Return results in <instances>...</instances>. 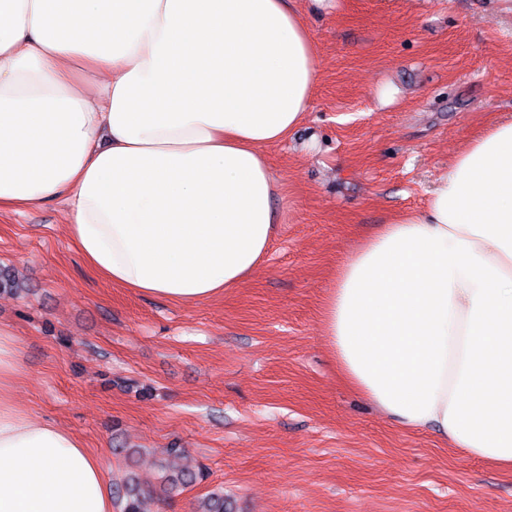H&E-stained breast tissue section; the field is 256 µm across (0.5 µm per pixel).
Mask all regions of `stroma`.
I'll use <instances>...</instances> for the list:
<instances>
[{
    "instance_id": "1",
    "label": "stroma",
    "mask_w": 512,
    "mask_h": 512,
    "mask_svg": "<svg viewBox=\"0 0 512 512\" xmlns=\"http://www.w3.org/2000/svg\"><path fill=\"white\" fill-rule=\"evenodd\" d=\"M317 50L309 110L268 148L283 192L262 266L184 307L115 288L72 246L58 202L0 216V327L24 373L12 397L100 456L107 480L185 449L206 480L155 502L197 512H512V471L380 413L339 379L321 308L341 257L420 211L452 158L512 117V0H295Z\"/></svg>"
}]
</instances>
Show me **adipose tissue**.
Returning a JSON list of instances; mask_svg holds the SVG:
<instances>
[{
  "label": "adipose tissue",
  "mask_w": 512,
  "mask_h": 512,
  "mask_svg": "<svg viewBox=\"0 0 512 512\" xmlns=\"http://www.w3.org/2000/svg\"><path fill=\"white\" fill-rule=\"evenodd\" d=\"M292 0H0V213L64 203L87 265L191 306L262 264L266 150L309 109ZM342 381L404 427L512 470V119L336 268L322 310ZM0 330V512H112L101 460L12 399Z\"/></svg>",
  "instance_id": "1"
}]
</instances>
